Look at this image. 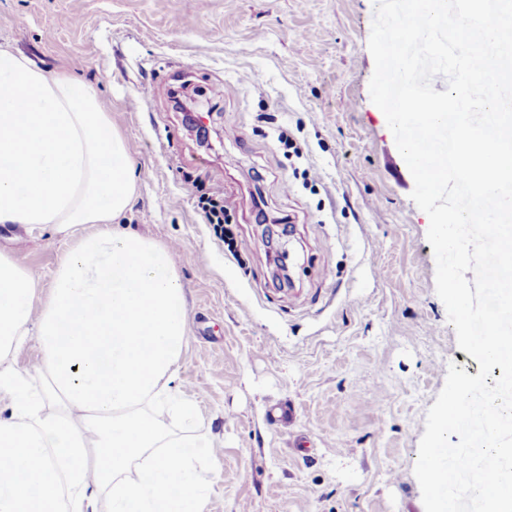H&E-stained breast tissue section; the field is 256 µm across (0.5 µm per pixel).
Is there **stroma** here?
<instances>
[{
    "label": "stroma",
    "mask_w": 512,
    "mask_h": 512,
    "mask_svg": "<svg viewBox=\"0 0 512 512\" xmlns=\"http://www.w3.org/2000/svg\"><path fill=\"white\" fill-rule=\"evenodd\" d=\"M374 0H0V45L89 85L128 140L124 228L174 248L176 387L221 442L208 512H424L414 474L449 364L429 218L372 102ZM220 189L206 223L194 178ZM289 224L292 285L255 221ZM74 238L0 224L54 286Z\"/></svg>",
    "instance_id": "stroma-1"
}]
</instances>
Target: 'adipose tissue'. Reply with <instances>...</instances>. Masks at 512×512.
<instances>
[{"label": "adipose tissue", "mask_w": 512, "mask_h": 512, "mask_svg": "<svg viewBox=\"0 0 512 512\" xmlns=\"http://www.w3.org/2000/svg\"><path fill=\"white\" fill-rule=\"evenodd\" d=\"M137 191L96 93L0 47V224L76 238L37 311L38 279L0 252V512H207L217 449L168 427L199 415L172 387L186 298L170 250L120 226ZM31 335L43 359L23 370L9 355Z\"/></svg>", "instance_id": "obj_1"}]
</instances>
